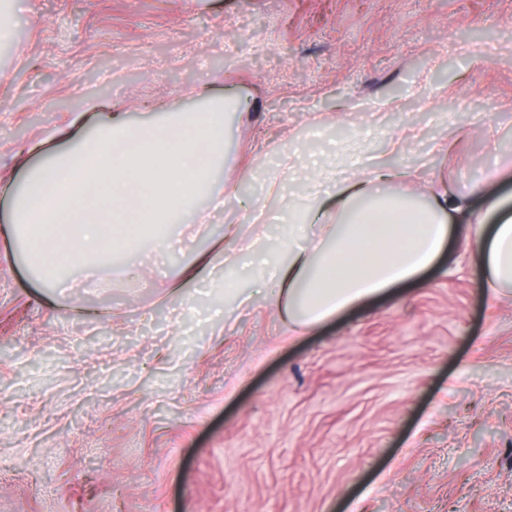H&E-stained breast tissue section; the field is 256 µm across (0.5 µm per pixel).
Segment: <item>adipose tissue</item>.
<instances>
[{
    "label": "adipose tissue",
    "mask_w": 512,
    "mask_h": 512,
    "mask_svg": "<svg viewBox=\"0 0 512 512\" xmlns=\"http://www.w3.org/2000/svg\"><path fill=\"white\" fill-rule=\"evenodd\" d=\"M199 108L165 112L142 122L125 113L91 117L87 128L31 168L14 193L7 235L28 247L25 263L47 288L73 273L115 269L118 256L145 248L169 251L191 220L223 205L216 187L224 174V117L241 100L213 90ZM493 169L469 179L467 191L424 200L394 193L390 172L317 173L309 198L294 201L273 253H260L259 271L273 269L271 304L294 336H304L344 312L390 297L436 268L456 231L452 218L483 226L476 258L489 297L512 290V194L488 187ZM482 197L483 212L469 199ZM215 238L171 281L186 293L219 266L237 265Z\"/></svg>",
    "instance_id": "obj_1"
}]
</instances>
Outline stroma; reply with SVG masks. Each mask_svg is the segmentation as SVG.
<instances>
[{
    "mask_svg": "<svg viewBox=\"0 0 512 512\" xmlns=\"http://www.w3.org/2000/svg\"><path fill=\"white\" fill-rule=\"evenodd\" d=\"M0 44V225L10 189L103 106L140 122L210 85L250 103L225 174L260 196L308 168L406 170L395 193L512 161V0H11ZM396 108H388V101ZM414 135L405 153L388 137ZM289 198L236 200L138 278L45 288L0 237V512H512V292L483 293L462 224L439 270L292 337L265 295L174 271L224 225L269 249Z\"/></svg>",
    "mask_w": 512,
    "mask_h": 512,
    "instance_id": "35a3bbf8",
    "label": "stroma"
}]
</instances>
